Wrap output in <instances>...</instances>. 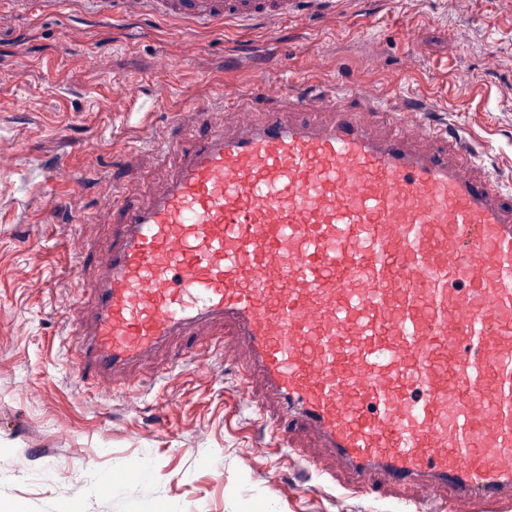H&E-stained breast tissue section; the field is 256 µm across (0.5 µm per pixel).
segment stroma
<instances>
[{
    "instance_id": "obj_1",
    "label": "stroma",
    "mask_w": 512,
    "mask_h": 512,
    "mask_svg": "<svg viewBox=\"0 0 512 512\" xmlns=\"http://www.w3.org/2000/svg\"><path fill=\"white\" fill-rule=\"evenodd\" d=\"M336 91L380 130L391 106L454 130L512 187V0H299L276 22L206 29L121 0L0 8V512H417L299 468L238 394L239 360L173 340L135 384H77L69 306L101 267L114 195L147 199L204 120L253 121L277 89ZM165 97H157L158 89ZM150 481L135 479L142 463Z\"/></svg>"
}]
</instances>
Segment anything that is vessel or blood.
I'll return each mask as SVG.
<instances>
[{
  "mask_svg": "<svg viewBox=\"0 0 512 512\" xmlns=\"http://www.w3.org/2000/svg\"><path fill=\"white\" fill-rule=\"evenodd\" d=\"M206 28L296 0H125ZM168 182L122 204L72 339L121 378L171 337L234 356L360 489L440 488L455 512L512 507V200L468 141L397 119L375 134L335 93L234 133L170 142ZM230 336L215 341L214 329Z\"/></svg>",
  "mask_w": 512,
  "mask_h": 512,
  "instance_id": "1",
  "label": "vessel or blood"
}]
</instances>
